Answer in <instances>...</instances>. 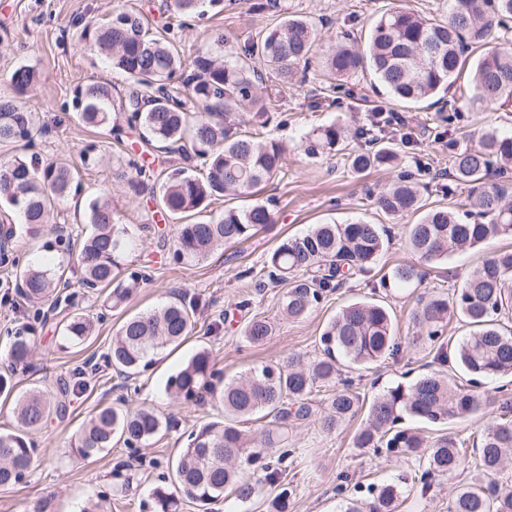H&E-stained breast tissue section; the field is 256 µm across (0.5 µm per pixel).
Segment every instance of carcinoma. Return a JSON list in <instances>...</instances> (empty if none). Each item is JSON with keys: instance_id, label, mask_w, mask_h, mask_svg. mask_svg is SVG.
<instances>
[{"instance_id": "carcinoma-1", "label": "carcinoma", "mask_w": 512, "mask_h": 512, "mask_svg": "<svg viewBox=\"0 0 512 512\" xmlns=\"http://www.w3.org/2000/svg\"><path fill=\"white\" fill-rule=\"evenodd\" d=\"M223 0H173L174 17L214 9ZM512 18V0H448V14L433 18L397 4L373 23L365 49L357 51L346 41L335 45L324 60V68L335 78L334 88L358 74L371 77L379 95L408 105L431 98L444 100L463 72L465 51L487 46L472 64L470 93L475 103L487 109L512 102V39L506 20ZM317 29L304 16H290L278 25L263 28L249 39L238 54L222 50L224 36L215 39L221 50L205 49L195 56L194 73L182 84L186 94L172 92L174 79L183 76L182 62L169 38L150 35L140 19L117 11L111 20L94 29L97 52L127 81L125 94L114 100L109 87L90 83L75 96L79 120L89 127L104 128L112 110L127 114L132 129H139V143L146 149L168 150L181 156L185 165L150 173L135 162L127 181L137 190L145 182L155 186L157 206L174 220L205 210L210 201L226 195L248 198L264 181L283 170L285 150L274 141L241 132L230 115L250 107L249 122L263 127L269 121L273 100L262 95L260 63L286 85L297 67L308 65ZM37 81L36 71L26 65L9 77L13 90L23 92ZM455 114L443 117L448 128L437 139H448L453 158L454 180L467 187L465 201L423 210L419 176L402 170L376 196L377 207L396 218L423 211L408 225L409 248L426 265L441 263L458 251L477 248L485 242L512 236V202L505 199V183L512 181V134L489 129L477 144L456 150ZM384 131L381 118L370 128H358L353 137L365 146L347 149L348 129L334 120L302 137L304 152L315 157L345 152L348 167L356 173L372 168L398 167L397 154L378 146L376 132ZM40 127L35 113L0 99V147L28 146ZM77 170L66 163L43 165L36 157L13 154L0 159V201L18 212L29 235H38L49 223L59 201L65 198ZM92 231L77 257L80 283L107 293L112 307L129 301L146 281L140 268L127 266L118 277L124 256L135 250L136 239L117 223L112 203L97 197L89 202ZM269 208L256 201L246 207H228L217 219L182 223L176 227L171 259L178 264H197L218 247L252 237L273 223ZM389 237L380 224L352 220L343 224H317L301 236L282 240L269 252L260 269L249 267L240 278L260 285L285 287L281 303L288 317H305L327 294L347 283L355 272L370 269L385 252ZM417 265L402 264L380 280L382 288H407L421 282ZM19 297L25 303L47 301L57 288L69 285L66 268L24 266L16 269ZM512 250L489 254L471 269L451 296L422 297L412 312L419 338L433 345L438 368L424 373L408 385L392 386L370 403L343 369L359 370L389 356L400 343L393 318L382 304L353 302L344 306L323 329L320 354L308 364L294 356L285 363L269 362L234 378L221 389L214 380L211 353L202 348L166 382L176 399L197 403L203 395H218L224 416L211 420L187 436L185 448L173 466L171 487L152 492L155 512H180L182 498L196 504L198 512H212L211 505L229 492L246 503L260 485L280 483L282 461L288 457V426L314 414L310 396L318 387L330 388L326 406L315 421L332 431L367 409L365 425L354 435L357 448L383 449L394 456H412L425 461L419 478L426 492V476H445L465 468L461 453L464 441L442 436L429 441L405 421L442 424L449 419H467L482 411L487 399L475 389L455 383L444 367L456 364L474 384L486 378L512 377V331L506 333L496 316L512 306ZM198 299L174 295L161 307L127 318L112 339L106 366L126 381L137 379L152 365L154 355L189 336ZM453 315L475 328L454 351H448L443 336L446 319ZM93 324L82 313L66 322L59 349L82 344ZM272 333L264 319L250 320L243 336L251 344H262ZM35 339L28 330L17 331L7 345V357L16 366L29 362ZM70 388L60 385L50 392L33 388L18 396L14 412L20 429L0 433V487L22 482L38 457L29 433L42 429L52 415L66 411ZM260 414L268 419L263 435L255 439L240 429V420ZM175 428V423L149 407L133 408L129 402L101 405L72 435L73 451L82 458L97 456L118 438L126 448L137 450ZM280 453L272 462L270 450ZM479 477L459 487L448 512H512V482L500 474L512 462V420L493 419L485 426L477 446ZM259 473L253 482L244 470ZM373 501H345L339 512H395L401 497L398 485L387 483L371 489Z\"/></svg>"}]
</instances>
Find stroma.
<instances>
[{
    "mask_svg": "<svg viewBox=\"0 0 512 512\" xmlns=\"http://www.w3.org/2000/svg\"><path fill=\"white\" fill-rule=\"evenodd\" d=\"M171 2L0 0V98L14 94L6 81L14 69L28 65L37 70L40 81L23 94L22 100L29 111L38 114L43 129L36 146L40 161L46 165L63 159L79 170L77 197L61 202L45 231L35 238L17 232L8 239L9 260L0 264V369L8 366L9 336L29 324L37 329L35 351L30 367L16 372L18 390L37 385L53 391L59 383L71 380L76 370L84 372L81 388L69 397L65 418L53 420L32 434L40 450L38 461L22 483L0 488V512H77L89 499L106 500L108 512H152L150 492L171 481L172 467L186 445L188 433L224 412L217 399L209 397L200 405L187 406L165 390L168 376L201 347L210 350L216 370L227 377L265 362L285 360L292 354L310 361L319 353V337L325 325L343 306L380 300L391 308L400 352L397 357L354 371L353 376L369 397L387 387L411 382L433 367L431 347L417 338L411 321L419 292L430 289L451 295L486 254L512 249L511 238L494 239L482 248L425 267L420 287L379 288L381 277L393 267L416 263L405 238L417 214L391 218L377 209L374 196L392 180V170L355 174L343 154L307 157L300 139L314 127L337 119L351 130L370 127L371 111L376 107L386 112L401 111L416 133V143L404 148L395 139L391 145L397 148L402 166L413 167L418 160L427 164V172L421 175L423 202L430 207L446 206L466 195V187L451 176L447 146L435 138L441 129L439 106L424 102L398 108L391 100L372 93L368 78L360 75L353 77L349 93L340 95L335 104H328L316 93L317 88L329 85L321 66L329 47L345 32L365 42L375 18L396 0H276L274 8L260 14L251 11L247 0H240L224 11L211 9L205 16L188 19L175 37L184 64H191L198 49L211 44L215 34H223L227 43L238 49L257 31L276 25L290 14L309 17L318 30L311 64L298 72L292 84L280 85L271 74L265 77L266 87L278 104L263 135L285 146L287 161L282 172L258 188L255 198L270 207L275 222L247 241L215 250L203 263L188 266L172 262L163 245L172 242L175 221L158 218L149 197L131 191L125 177L128 160L156 170L166 166L167 155L142 153L130 136L116 142L108 132L80 123L72 108L80 86L103 83L116 96L123 94L126 86L122 75L87 49L83 30L103 24L115 10L123 8L143 17L150 31L160 32L169 20ZM450 96L456 101L457 134L487 125L512 133V103L488 112L462 97L460 88H452ZM102 195L111 198L120 223L137 238L140 247L128 261L146 264L149 282L142 284L127 304L107 312L102 307V295L82 287L79 272L73 271L69 274L71 285L61 290L57 304L44 302L37 308H18L16 264L37 259L50 265L67 262L65 244H78L88 234L87 204ZM354 219L384 225L390 246L371 270L355 273L306 317H288L280 303L281 288H257L240 278L241 270L261 266L265 255L284 238L302 234L317 224ZM182 293L194 295L200 302L195 327L181 346L155 355L149 370L139 376L140 391L134 397L136 404L150 406L174 420L175 429L136 451L118 442L97 458L81 459L69 447L72 433L100 402L115 401L125 393L122 377L110 369L90 370V362H102L115 330L128 315L152 310ZM76 312L94 318L95 332L83 344L59 350L62 320ZM254 317L266 319L272 326L271 336L260 345L248 343L241 333ZM214 323L220 324L219 333L210 332ZM365 421L361 414L332 431L306 422L290 432L291 454L284 473L290 492L288 512H338L344 496L367 501L371 498L370 487L401 478L407 489L398 512H448L459 485L477 474L472 465L462 473L436 477L430 490L419 494L414 483L425 468L423 461L354 446L353 437ZM344 473L351 475L352 484L341 494L337 488Z\"/></svg>",
    "mask_w": 512,
    "mask_h": 512,
    "instance_id": "stroma-1",
    "label": "stroma"
}]
</instances>
